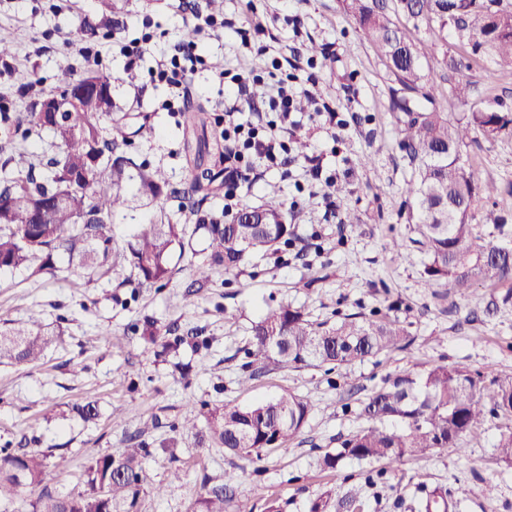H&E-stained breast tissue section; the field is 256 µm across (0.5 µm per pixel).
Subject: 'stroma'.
<instances>
[{"instance_id":"obj_1","label":"stroma","mask_w":512,"mask_h":512,"mask_svg":"<svg viewBox=\"0 0 512 512\" xmlns=\"http://www.w3.org/2000/svg\"><path fill=\"white\" fill-rule=\"evenodd\" d=\"M55 2L0 0V42L12 47L11 57L0 59V113L37 111L39 96L56 90L60 67L82 71L80 40L64 44L59 31L86 20L95 24L97 41L118 42L137 36L148 22L165 32L164 42L170 45L182 40L193 21L192 9L208 8V0H191L188 11L177 10L175 0H116L117 12L107 26L100 22L97 0H71L59 12L52 9ZM223 14L235 19L234 27L211 38L197 35L194 41L208 63L194 76L195 103L233 104L235 95L219 82L220 71L264 66L265 57L242 47L238 33L256 19L291 61L312 67L321 95L339 102L347 124L331 142L324 129L309 123L307 113L296 112L294 137L304 141V153L240 188L243 206L272 201L297 208L294 238L280 253L252 259L237 273L215 269L194 293H187L186 286L201 261L197 255L180 260L167 287L139 291L121 285L116 274L91 281L72 268L54 278L26 269L0 272V327L37 311L54 337L39 363L0 365V448L39 450L67 460L65 468L51 470L44 485L29 487L28 499L46 489L59 495L76 491L91 458L124 447L137 433L148 450L146 483L163 487L161 495H143L138 512H190L202 480L217 485L229 471L240 476L236 503L247 504L250 512H265L271 500L285 512H306L310 500L326 492L340 497L378 471V464L355 459L323 471L316 459L359 428L361 402L385 378L435 363L512 374V304L493 311L492 288L479 287L463 299L444 288L433 291L422 277L426 256L415 243L403 194L413 170L399 147L398 123L390 110L393 78L340 0H253L249 7L243 0H224ZM398 23L422 53L423 74L442 89L440 111L456 118L494 100L512 106V74L452 38L442 51L429 53L436 31L414 29L403 17ZM34 37L42 53H34ZM452 57L459 63L453 71L448 68ZM152 64L148 56L131 60L116 53L106 63L114 77L113 99L128 110L127 122L138 131L127 149L129 157L163 168L169 181L158 207L134 203L115 216L120 245L157 211L176 220L184 217L181 205L191 166L183 150V115L164 110L168 93L150 81ZM461 79L472 84L465 102L451 93ZM316 152L322 155L326 179L311 196L296 183L304 155ZM462 154L479 181L499 188L495 209L503 228L484 223L478 208L471 217L476 232L497 243L511 241L512 135L477 140ZM339 201L359 215V227L349 228L330 214V205ZM395 241L400 244L396 250L391 247ZM281 302L304 309L317 321L374 309L410 322L414 341L407 350L338 373L272 368L241 387L250 327ZM147 320L153 321L159 340L143 335ZM191 329L204 339V347L188 342L175 353L163 350L162 338ZM288 392L310 401L313 411L297 439L255 464L221 448L201 449L198 437L182 427L186 418L202 417L206 403L251 404ZM88 399L96 400L99 410L91 422L75 412ZM497 436L489 422L470 437L466 453L447 448L406 462L401 476L386 474L383 484L368 490L365 512H407L419 489L438 485L469 487L457 512H512V468L492 460ZM176 462L185 472L180 480L170 475Z\"/></svg>"}]
</instances>
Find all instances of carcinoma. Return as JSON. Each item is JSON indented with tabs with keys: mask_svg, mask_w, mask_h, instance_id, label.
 Listing matches in <instances>:
<instances>
[{
	"mask_svg": "<svg viewBox=\"0 0 512 512\" xmlns=\"http://www.w3.org/2000/svg\"><path fill=\"white\" fill-rule=\"evenodd\" d=\"M495 0H343L345 13L354 20L374 47L399 88L393 90L391 111L400 113L401 148L414 167V177L404 187L405 203L418 213L416 239L427 255L423 277L430 288H450L461 298L482 284L511 288L502 305L512 303V248L500 246L475 232L471 212L494 186L483 185L461 162L462 147L479 134L495 139L512 134V110L500 103L477 108L454 119L436 108H421L419 100L432 104L437 86L421 73L420 51L394 24L401 14L414 28L451 27L459 43L473 53L491 57L503 71L512 72V11L496 24L491 17ZM95 74L112 88V73L89 65L83 74L68 66L56 76L59 92L46 98L64 97L82 76ZM16 132L27 137L34 129L53 133L59 153L35 174L34 152L10 148L0 165V271L27 268L31 274L56 275V256H68L69 264L88 279L129 270L127 282L139 287L163 288L173 279L174 256L195 253L192 240L202 236L206 260L194 266L190 287L202 286L217 267L231 272L254 254L276 253L288 244L295 225L293 214L282 204L245 207L250 222H229L198 205H191L182 221L162 215L140 224L124 245L112 236V219L127 205L126 189L147 201L158 199L167 185L163 169L137 164L126 156L131 143L124 117L115 113L112 96L88 98L82 106L64 113L62 122L43 120L41 113L15 112L4 117ZM220 178L210 168L196 166L189 187L191 199L207 191ZM410 324L386 315L362 312L336 314V321L316 322L299 307L281 303L266 310L252 324L245 364L249 373L239 383L251 381L262 369L330 365L349 367L384 352L405 349L413 340ZM49 345L40 319L0 329V364L27 365L44 356ZM312 411L309 402L294 394L250 405L228 402L207 405L201 440L225 448L252 463L268 451L297 438ZM357 418L365 425L344 438L333 452L318 459L323 470H335L346 458L382 462V479L410 460L435 449H465L467 438L490 419L497 421L494 446L497 463L512 467V375L472 372L464 366L433 364L421 372L398 374L384 380L361 404ZM143 443L132 437L117 454L90 460L81 488L66 496L44 491L27 504L26 512H112L118 501L135 506L141 495L160 494L161 487L145 489ZM47 455L20 449L0 455V503L21 499L24 489L42 483ZM238 474L224 476V484L202 486L192 512H227L228 494ZM353 485L339 499L320 496L309 502L307 512H364L365 486ZM469 490L450 491L439 486L429 491L418 512H449Z\"/></svg>",
	"mask_w": 512,
	"mask_h": 512,
	"instance_id": "cac0c4a2",
	"label": "carcinoma"
}]
</instances>
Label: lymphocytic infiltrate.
Wrapping results in <instances>:
<instances>
[{
  "instance_id": "1",
  "label": "lymphocytic infiltrate",
  "mask_w": 512,
  "mask_h": 512,
  "mask_svg": "<svg viewBox=\"0 0 512 512\" xmlns=\"http://www.w3.org/2000/svg\"><path fill=\"white\" fill-rule=\"evenodd\" d=\"M203 59L190 43H181L173 51L161 52L149 69L151 80L164 83L169 90L165 108L187 105L190 100L193 77ZM257 69L239 71L230 81L238 98L236 105L225 108L220 121L224 125V138L229 146L224 150L225 161L233 162L224 181V212L232 214L240 204L238 190L241 184L255 178L260 165L276 164L279 157L289 153L288 134L293 126L291 116L298 97H313L316 80L313 75L302 74L298 65H290L275 76L268 101L271 116L268 120L252 122L241 120V100L247 99L250 83L259 81Z\"/></svg>"
}]
</instances>
